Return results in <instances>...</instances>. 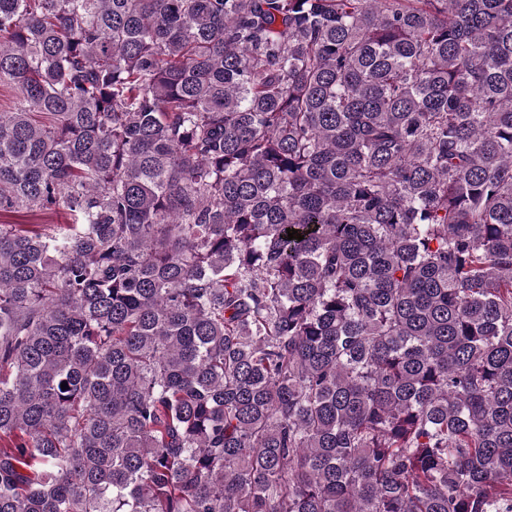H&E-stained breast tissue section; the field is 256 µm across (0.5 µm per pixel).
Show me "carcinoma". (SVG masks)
<instances>
[{"instance_id":"obj_1","label":"carcinoma","mask_w":512,"mask_h":512,"mask_svg":"<svg viewBox=\"0 0 512 512\" xmlns=\"http://www.w3.org/2000/svg\"><path fill=\"white\" fill-rule=\"evenodd\" d=\"M2 84L0 512H512V0H0ZM68 216L64 212L53 215L41 213H2L0 224H65Z\"/></svg>"}]
</instances>
